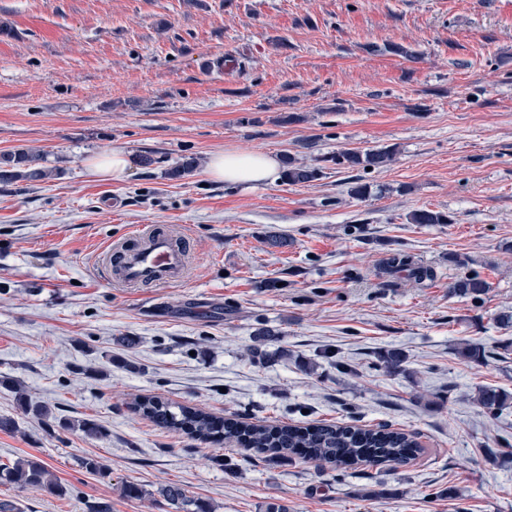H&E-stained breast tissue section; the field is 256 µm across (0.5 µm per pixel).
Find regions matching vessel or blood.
<instances>
[{
  "label": "vessel or blood",
  "instance_id": "b4317fda",
  "mask_svg": "<svg viewBox=\"0 0 512 512\" xmlns=\"http://www.w3.org/2000/svg\"><path fill=\"white\" fill-rule=\"evenodd\" d=\"M188 263V248L175 233L163 226H146L130 243L108 249L99 266L105 279L113 278L132 288L179 283Z\"/></svg>",
  "mask_w": 512,
  "mask_h": 512
}]
</instances>
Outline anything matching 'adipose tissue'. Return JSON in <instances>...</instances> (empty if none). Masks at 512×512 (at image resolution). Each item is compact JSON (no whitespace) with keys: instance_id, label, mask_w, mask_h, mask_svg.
Returning a JSON list of instances; mask_svg holds the SVG:
<instances>
[{"instance_id":"ef3b65f1","label":"adipose tissue","mask_w":512,"mask_h":512,"mask_svg":"<svg viewBox=\"0 0 512 512\" xmlns=\"http://www.w3.org/2000/svg\"><path fill=\"white\" fill-rule=\"evenodd\" d=\"M136 164V157L125 147L114 146L87 162L89 173L102 180L123 181ZM206 172L212 179L250 190L259 185L280 182L282 168L278 157L258 151L226 150L211 156Z\"/></svg>"}]
</instances>
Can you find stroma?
<instances>
[{
    "label": "stroma",
    "instance_id": "35a3bbf8",
    "mask_svg": "<svg viewBox=\"0 0 512 512\" xmlns=\"http://www.w3.org/2000/svg\"><path fill=\"white\" fill-rule=\"evenodd\" d=\"M116 144L152 164L89 175ZM20 148L47 176L0 181V416L17 423L0 464L41 460L66 493L0 483L10 512H178L154 497L171 483L214 512H512V457L486 455L512 454V407L472 401L512 395V0H0V153ZM233 148L323 175L209 180L211 154ZM380 148L395 152L383 167L332 161ZM186 156L196 169L170 178ZM419 209L451 221L410 223ZM147 224L188 239L184 279L101 278L109 244ZM396 252L432 278L389 268ZM466 274L489 283L481 299L449 293ZM261 327L276 339L255 340ZM466 341L482 362L456 355ZM391 348L405 372L376 367ZM144 396L255 423L388 425L423 452L397 469L269 463L158 429L134 409ZM82 419L99 434L71 429ZM128 482L148 497H125ZM284 178L290 184H304L320 179L322 167L299 164L294 158L288 157ZM511 399L508 394L492 386L479 387L475 396L477 404L490 414L509 408Z\"/></svg>",
    "mask_w": 512,
    "mask_h": 512
}]
</instances>
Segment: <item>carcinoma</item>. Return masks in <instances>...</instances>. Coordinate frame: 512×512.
Wrapping results in <instances>:
<instances>
[{
  "label": "carcinoma",
  "instance_id": "1",
  "mask_svg": "<svg viewBox=\"0 0 512 512\" xmlns=\"http://www.w3.org/2000/svg\"><path fill=\"white\" fill-rule=\"evenodd\" d=\"M394 151H348L336 155L331 161L336 165L382 167L393 158ZM39 155L26 151L0 154V179L25 178L37 180L44 171L32 167ZM284 178L290 184H304L320 179L322 168L299 164L293 158L286 161ZM413 224H449L451 217L440 211L416 210L410 214ZM489 284L477 275H465L449 285L448 291L460 297L479 299L487 293ZM457 355L470 362L484 357L482 348L473 343H461ZM378 362L389 374L406 371V356L399 349H388L378 355ZM475 401L490 414L500 413L512 405V398L492 386L478 388ZM136 409L156 427L179 431L192 439L213 443H239L253 450L264 461H274L286 451L295 453L297 448L308 449V457L314 461L346 468L358 462L368 465L393 463L406 465L421 452L416 434L392 430L381 426L365 429L330 422L297 425H263L236 418H217L200 409L188 406L178 408L159 396L144 397L136 402ZM0 482L20 486L37 487L50 495H62L64 487L49 469L35 459H20L13 466L0 467ZM163 499L178 505L184 512H212V505L202 499L190 498L178 485L168 484L159 490Z\"/></svg>",
  "mask_w": 512,
  "mask_h": 512
}]
</instances>
